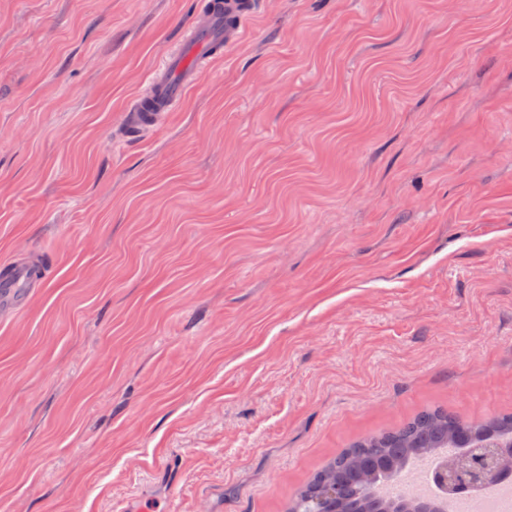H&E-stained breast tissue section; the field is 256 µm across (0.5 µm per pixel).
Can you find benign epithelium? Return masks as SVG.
Returning a JSON list of instances; mask_svg holds the SVG:
<instances>
[{
    "label": "benign epithelium",
    "instance_id": "7a95c632",
    "mask_svg": "<svg viewBox=\"0 0 512 512\" xmlns=\"http://www.w3.org/2000/svg\"><path fill=\"white\" fill-rule=\"evenodd\" d=\"M505 457L512 459V439L461 448L440 461L434 471V480L449 495L467 493L472 496L489 481L498 482L508 475L500 467V461Z\"/></svg>",
    "mask_w": 512,
    "mask_h": 512
}]
</instances>
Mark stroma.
Segmentation results:
<instances>
[{
  "label": "stroma",
  "mask_w": 512,
  "mask_h": 512,
  "mask_svg": "<svg viewBox=\"0 0 512 512\" xmlns=\"http://www.w3.org/2000/svg\"><path fill=\"white\" fill-rule=\"evenodd\" d=\"M0 0V512H285L355 439L512 414V0ZM210 7L189 30L180 48L166 54L151 71L147 88L131 100L119 134L123 139L144 137L157 131L184 102L186 91L200 79L205 66L230 44V36L241 38L255 14L257 1L223 0ZM236 24L229 27L227 18ZM40 285L41 281L34 277L26 265L14 264L0 280V303L4 298L17 297L22 290L39 288Z\"/></svg>",
  "instance_id": "stroma-1"
}]
</instances>
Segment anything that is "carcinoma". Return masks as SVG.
<instances>
[{
	"label": "carcinoma",
	"mask_w": 512,
	"mask_h": 512,
	"mask_svg": "<svg viewBox=\"0 0 512 512\" xmlns=\"http://www.w3.org/2000/svg\"><path fill=\"white\" fill-rule=\"evenodd\" d=\"M512 439V415L465 420L442 407L427 408L398 427L362 437L313 474L287 512H419L424 502L383 497L380 485L409 464L429 461L460 438Z\"/></svg>",
	"instance_id": "cac0c4a2"
}]
</instances>
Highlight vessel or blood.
I'll use <instances>...</instances> for the list:
<instances>
[{
	"label": "vessel or blood",
	"mask_w": 512,
	"mask_h": 512,
	"mask_svg": "<svg viewBox=\"0 0 512 512\" xmlns=\"http://www.w3.org/2000/svg\"><path fill=\"white\" fill-rule=\"evenodd\" d=\"M256 7L255 0H212L180 48L163 57L151 71L145 91L132 99L121 137H143L157 131L181 107L187 90L199 81L205 67L220 56L222 45L243 35ZM40 285L26 265H13L0 277V300Z\"/></svg>",
	"instance_id": "obj_1"
}]
</instances>
